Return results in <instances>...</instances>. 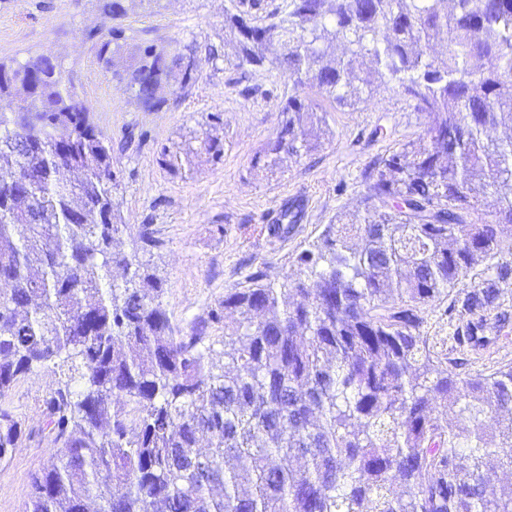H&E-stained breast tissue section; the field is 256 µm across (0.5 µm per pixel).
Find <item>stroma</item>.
Wrapping results in <instances>:
<instances>
[{"instance_id":"stroma-1","label":"stroma","mask_w":512,"mask_h":512,"mask_svg":"<svg viewBox=\"0 0 512 512\" xmlns=\"http://www.w3.org/2000/svg\"><path fill=\"white\" fill-rule=\"evenodd\" d=\"M229 6V0H127L125 15L113 18L100 12L98 0H0V59L57 58L91 106L93 126L111 138L112 204L127 227L121 248L139 251L163 280V304L180 327L205 318L252 272L282 281L296 254L336 215L363 209L375 162L424 132L420 113L379 88L357 110L328 109L329 138L314 152L284 157L268 173L256 158L277 135L283 100L291 94L306 100L311 92L293 86L283 71L233 66L235 40L224 32ZM118 26L126 44L107 71L82 33ZM145 43L173 66L159 112L143 111L122 79ZM192 51L203 62L186 83L178 61ZM207 135L220 141V158L200 151ZM190 146L198 150L191 163L176 172L163 164L162 150L179 154ZM292 200L304 208L300 224L288 238L271 236L269 222ZM146 224L163 240L161 249L142 250L139 231ZM498 304L478 348L459 343L466 321L448 316L447 301L427 306L421 333L434 356L456 363L464 376L512 365V284L502 288ZM56 381L37 369L8 393L29 435L0 462V512H22L33 476L57 452L40 434L43 402Z\"/></svg>"}]
</instances>
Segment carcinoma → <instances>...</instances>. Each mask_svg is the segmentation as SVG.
Masks as SVG:
<instances>
[{
  "label": "carcinoma",
  "instance_id": "carcinoma-1",
  "mask_svg": "<svg viewBox=\"0 0 512 512\" xmlns=\"http://www.w3.org/2000/svg\"><path fill=\"white\" fill-rule=\"evenodd\" d=\"M234 66L284 50L288 79L340 109L374 88L426 118L423 137L375 162L378 203L342 213L280 283L261 271L186 328L163 306V281L117 249L112 141L64 85L56 58L0 61V98L28 137L0 134V461L22 438L5 402L35 368L58 375L41 429L58 456L32 479L23 512H512V366L460 377L421 335L425 307L502 256L512 240V0H289L272 21L227 12ZM84 38L98 60L123 29ZM141 109L165 103L169 65L141 46L125 69ZM264 167L327 134L310 101L289 97ZM63 170L84 173L77 183ZM492 195L491 222L471 216ZM303 217L287 203L272 234ZM123 270L120 285L112 268ZM455 295L479 339L512 262ZM224 325V335L211 331ZM458 408L459 420L436 414ZM209 441L200 450L202 440Z\"/></svg>",
  "mask_w": 512,
  "mask_h": 512
}]
</instances>
